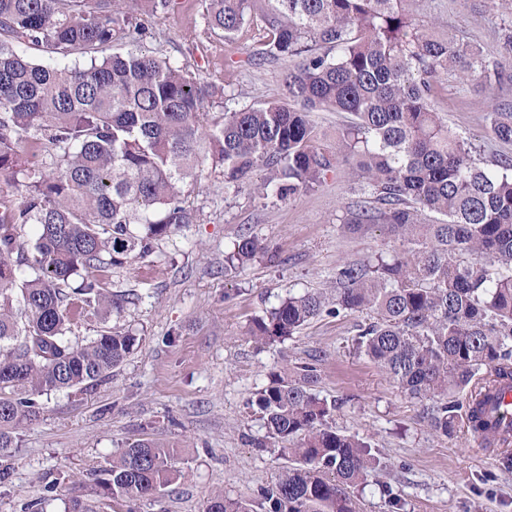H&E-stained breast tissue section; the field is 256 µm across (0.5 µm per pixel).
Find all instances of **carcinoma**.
I'll return each mask as SVG.
<instances>
[{
  "mask_svg": "<svg viewBox=\"0 0 512 512\" xmlns=\"http://www.w3.org/2000/svg\"><path fill=\"white\" fill-rule=\"evenodd\" d=\"M411 0H204L197 37L283 60L282 97L208 110L210 75L137 45L177 0H0V177L14 189L0 210V487L7 450L43 411L50 391L110 377L139 338L105 331L85 344L67 325L129 299L101 273L148 255L195 223L186 187L206 164L224 188L289 200L349 169L368 199L344 223L386 224L404 249L336 268L335 294H290L249 334L283 342L324 315L369 312L357 348L409 397L432 430L492 427L484 406L512 383V157L488 161L436 112L442 78L487 90L512 71L477 46L420 25ZM45 58L27 55V49ZM345 117L336 152L314 111ZM490 129L512 143V101L490 100ZM42 132L50 162L23 157ZM265 172L256 185L257 171ZM39 227L28 258L18 229ZM266 251L243 236L225 267ZM319 359L273 368L248 400L269 447L289 462L257 502L222 493L204 512H358L354 490L386 467L379 449L333 426L336 402L315 392ZM178 450L145 439L112 456L88 484L115 504L163 494L184 477ZM57 480L24 512H45Z\"/></svg>",
  "mask_w": 512,
  "mask_h": 512,
  "instance_id": "obj_1",
  "label": "carcinoma"
}]
</instances>
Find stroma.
<instances>
[{
  "mask_svg": "<svg viewBox=\"0 0 512 512\" xmlns=\"http://www.w3.org/2000/svg\"><path fill=\"white\" fill-rule=\"evenodd\" d=\"M178 2L174 13L155 21V34L140 43L141 51L217 75L221 84L211 111H222L227 82L244 103L280 98L283 61L256 62L246 48L200 44L202 0ZM411 9L420 24L504 57L512 0H414ZM480 100V92L452 80L432 96L449 126L486 155L512 156V144L493 137ZM359 197L345 172L281 202L250 189H225L223 177L206 170L188 197L196 223L158 241L149 256L106 274L108 288L132 294V304L122 314L91 312L71 325L75 343L111 328L135 334L140 344L106 382L43 396L42 413L10 451L13 474L0 489V512H22L53 478L60 484L47 512H65L80 482L140 439L180 448L185 476L157 501L138 503L135 512H203L217 492L255 498L276 482L284 461L257 447L265 430L246 402L269 368L312 357L320 361L317 393L338 404L337 429L368 441L389 463L369 477L362 512H390L386 487L400 499L401 512H512V470L500 469L492 449L481 447L465 423L448 436L432 431L422 404L357 349V326L368 322L367 313L322 316L281 343L247 334L251 320L288 293L331 292L343 262L401 249L387 226L344 227ZM244 234L267 244L268 254L225 271V256Z\"/></svg>",
  "mask_w": 512,
  "mask_h": 512,
  "instance_id": "35a3bbf8",
  "label": "stroma"
}]
</instances>
